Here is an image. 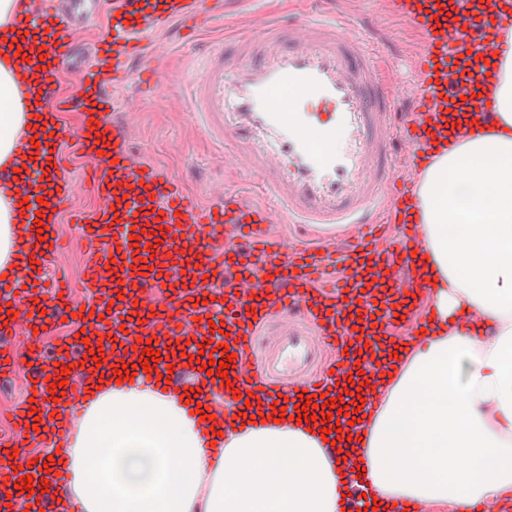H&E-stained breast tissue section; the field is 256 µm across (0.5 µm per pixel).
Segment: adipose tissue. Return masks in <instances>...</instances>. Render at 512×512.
Wrapping results in <instances>:
<instances>
[{"label": "adipose tissue", "instance_id": "1", "mask_svg": "<svg viewBox=\"0 0 512 512\" xmlns=\"http://www.w3.org/2000/svg\"><path fill=\"white\" fill-rule=\"evenodd\" d=\"M504 40L493 127L446 142L414 173L435 317L382 342L358 431L331 444L325 420L261 421L229 391L223 421H209L184 390L90 376L95 398L63 446L71 479L53 499L80 512H337L348 464L376 489L353 512L377 500V512H472L512 493V31ZM27 111L1 55L0 163L26 135ZM16 205L0 188V268L24 248Z\"/></svg>", "mask_w": 512, "mask_h": 512}]
</instances>
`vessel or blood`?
I'll return each mask as SVG.
<instances>
[{"label":"vessel or blood","instance_id":"1","mask_svg":"<svg viewBox=\"0 0 512 512\" xmlns=\"http://www.w3.org/2000/svg\"><path fill=\"white\" fill-rule=\"evenodd\" d=\"M14 0L12 26L35 37L42 53L18 55L11 44L15 83L26 90L40 118L37 140L20 139L0 182H11L20 203L14 214L38 260L57 252L59 215L77 186L61 146L71 143L88 162L85 171L97 206L74 216L89 252L85 290L93 305L76 304L62 275L8 271L0 288L11 313L1 336L33 338L74 317L87 334L116 329L115 341L90 358L83 337L72 338L44 360L30 357L27 401L16 409L7 437L17 446L29 434L31 408L42 410V434L68 433L84 403L76 386L85 369L138 363V340H154L159 372L181 383L186 364L180 341L201 345V363L231 360L227 376L199 375L204 394L232 385L247 394L266 388L289 405L301 393L321 394L340 376L368 369L365 342L392 336L401 320L425 323L428 289L414 250L422 241L413 180L396 179L392 155L427 166L444 140L468 136L466 116L489 125L497 115L490 92L499 79L502 34L512 29V0H383L419 36L413 61L418 79L397 81L389 61L348 22L319 24L296 16L273 27L268 13H253L238 33L232 64L210 56L193 78L199 111L232 146L233 161L275 182L288 209L324 226L311 237L269 232L280 211L224 190L216 208L199 207L174 175L159 172L130 145L137 102H116L111 90L130 76H151L155 89L180 81L163 70L170 53L153 32L174 22L200 23L225 0ZM103 19L92 64L74 74L63 93L61 73L77 50L81 22ZM116 120H109V113ZM74 114L76 122L62 124ZM36 157L35 166L24 160ZM389 204L375 211L385 187ZM47 228L39 238L38 225ZM163 241H156V232ZM151 269L140 275L136 258ZM224 289L223 332L211 330L205 300Z\"/></svg>","mask_w":512,"mask_h":512}]
</instances>
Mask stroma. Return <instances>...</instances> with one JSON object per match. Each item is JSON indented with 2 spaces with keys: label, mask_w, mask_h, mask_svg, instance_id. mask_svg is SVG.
I'll list each match as a JSON object with an SVG mask.
<instances>
[{
  "label": "stroma",
  "mask_w": 512,
  "mask_h": 512,
  "mask_svg": "<svg viewBox=\"0 0 512 512\" xmlns=\"http://www.w3.org/2000/svg\"><path fill=\"white\" fill-rule=\"evenodd\" d=\"M271 8L270 0H229L224 14L212 17L208 26L191 40L183 39L180 24H171L160 32L171 43V54L164 66L182 73V81L168 85L157 94L147 92L135 80L112 90L116 100L134 96L141 101L142 109L131 138L133 147L161 171L178 175L201 207L215 205L213 191L219 185L230 191L249 193L257 201L271 203L278 199L272 185L260 184L253 171L231 162L221 167L211 165V156L223 149L224 143L210 128L205 113L198 111L190 83L215 41H223L225 57H235L237 47L224 41L225 29L241 26L247 13ZM336 17L355 22L368 41L388 54L398 76L412 79L413 37L404 22L382 16L376 0H339ZM58 230L64 247L51 258L46 270L80 281L88 262L87 254L78 246L81 227L65 214L59 219Z\"/></svg>",
  "instance_id": "1"
}]
</instances>
